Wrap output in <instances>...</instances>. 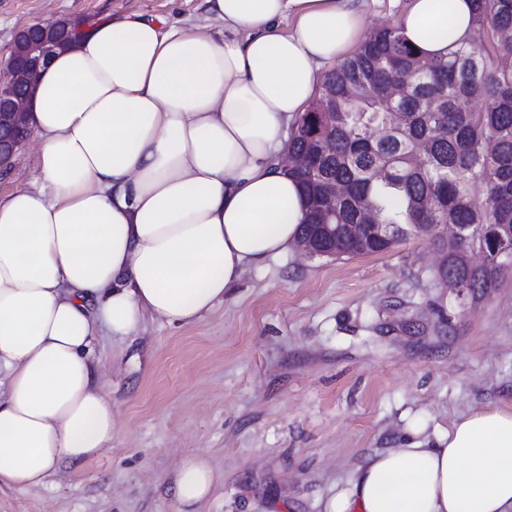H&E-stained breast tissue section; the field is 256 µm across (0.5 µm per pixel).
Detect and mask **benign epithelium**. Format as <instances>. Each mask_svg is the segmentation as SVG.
I'll return each instance as SVG.
<instances>
[{"instance_id": "1", "label": "benign epithelium", "mask_w": 512, "mask_h": 512, "mask_svg": "<svg viewBox=\"0 0 512 512\" xmlns=\"http://www.w3.org/2000/svg\"><path fill=\"white\" fill-rule=\"evenodd\" d=\"M76 37L68 23L44 27L38 23L16 32L8 58L0 61V170L11 169L31 133V101L44 69L61 50L73 45ZM336 229L327 219L313 225L310 237L297 241L295 247L309 256H330L328 239Z\"/></svg>"}]
</instances>
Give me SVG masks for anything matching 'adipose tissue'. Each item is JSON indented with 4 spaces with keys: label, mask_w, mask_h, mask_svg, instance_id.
I'll return each mask as SVG.
<instances>
[{
    "label": "adipose tissue",
    "mask_w": 512,
    "mask_h": 512,
    "mask_svg": "<svg viewBox=\"0 0 512 512\" xmlns=\"http://www.w3.org/2000/svg\"><path fill=\"white\" fill-rule=\"evenodd\" d=\"M365 0H202L198 23L109 15L32 99L40 187L0 198V489H37L111 447L92 345L144 316L191 325L292 245L304 199L280 160L322 68L364 41ZM471 0H410L429 57L470 35ZM216 474L182 461L193 504ZM327 512H512V408L368 456Z\"/></svg>",
    "instance_id": "1"
}]
</instances>
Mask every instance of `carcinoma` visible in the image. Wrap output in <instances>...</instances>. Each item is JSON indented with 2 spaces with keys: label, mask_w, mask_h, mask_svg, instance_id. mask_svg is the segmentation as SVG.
Wrapping results in <instances>:
<instances>
[{
  "label": "carcinoma",
  "mask_w": 512,
  "mask_h": 512,
  "mask_svg": "<svg viewBox=\"0 0 512 512\" xmlns=\"http://www.w3.org/2000/svg\"><path fill=\"white\" fill-rule=\"evenodd\" d=\"M473 30L448 57L427 59L390 25L324 75L318 95L297 120L288 151L305 160L330 144L317 165L293 169L306 202L333 186L336 257L385 252L419 235L444 253L446 275L475 305L512 272V0H472ZM393 81L406 92L391 98ZM429 143L425 160L417 145ZM379 225L355 237L348 225L364 214ZM444 224L459 235L445 240ZM478 247L480 266L468 252Z\"/></svg>",
  "instance_id": "carcinoma-1"
}]
</instances>
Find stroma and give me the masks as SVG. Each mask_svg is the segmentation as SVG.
<instances>
[{
  "label": "stroma",
  "instance_id": "35a3bbf8",
  "mask_svg": "<svg viewBox=\"0 0 512 512\" xmlns=\"http://www.w3.org/2000/svg\"><path fill=\"white\" fill-rule=\"evenodd\" d=\"M201 0H0L17 30L141 11L182 26ZM435 245L248 268L224 302L179 327L148 317L93 344L112 393V446L0 512H184L169 486L202 456L218 481L196 512H325L370 453L433 438L460 415L512 407V272L477 307L442 288Z\"/></svg>",
  "mask_w": 512,
  "mask_h": 512
}]
</instances>
